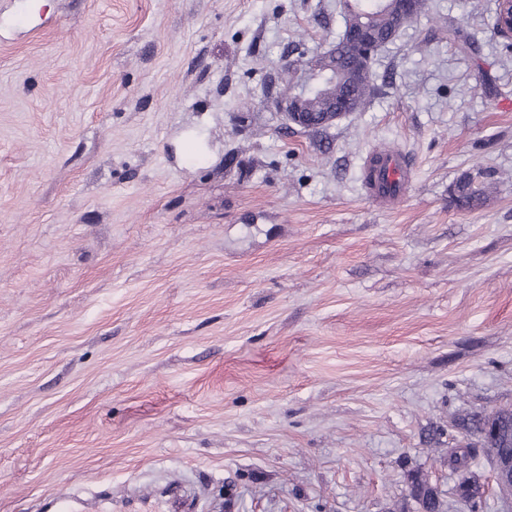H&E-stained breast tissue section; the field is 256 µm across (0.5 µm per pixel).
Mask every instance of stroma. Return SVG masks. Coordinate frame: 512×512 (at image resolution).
<instances>
[{"label":"stroma","instance_id":"35a3bbf8","mask_svg":"<svg viewBox=\"0 0 512 512\" xmlns=\"http://www.w3.org/2000/svg\"><path fill=\"white\" fill-rule=\"evenodd\" d=\"M494 10L430 0L366 109L307 131L280 75L337 0H0V512H417L415 468L467 512L455 424L512 403ZM388 145L386 208L362 172ZM407 167V160L397 152L378 151L369 155L366 168L372 171V178L366 185L368 199L392 201L400 197ZM482 180L475 181L469 175L460 178L451 190L452 200L463 209L478 208L487 201L496 189L494 175L484 172L480 176Z\"/></svg>","mask_w":512,"mask_h":512}]
</instances>
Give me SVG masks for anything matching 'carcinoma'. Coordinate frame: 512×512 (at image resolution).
<instances>
[{
    "label": "carcinoma",
    "mask_w": 512,
    "mask_h": 512,
    "mask_svg": "<svg viewBox=\"0 0 512 512\" xmlns=\"http://www.w3.org/2000/svg\"><path fill=\"white\" fill-rule=\"evenodd\" d=\"M349 18H360L365 29L363 39L352 44L336 43V55L325 60V65L338 71L346 69L350 59L360 57L373 49V46L383 47L388 44L385 36L391 32L397 33L404 26H410L425 12L428 0H410L407 7H402L398 0H346ZM443 27L448 29V41L458 43L461 50L473 53L477 51L475 41L462 29L443 21ZM374 91L372 80L359 83L355 87L356 108L362 111ZM348 93L347 82L338 77L336 83L327 81L311 88L301 101L302 108L307 112H321L325 109L331 97L342 98ZM496 189L494 175L484 172L481 180L476 181L469 175L460 178L451 190L452 200L463 209L478 208L487 201ZM469 436L476 442L457 444L448 449V468L460 471L467 468L470 459L482 455L487 461L494 462L512 451V404H504L488 414H477L459 422ZM409 497L417 504L420 512H444V502L437 488L429 481L420 469L408 474ZM458 494L464 499L469 512H479L480 486L465 477L461 481Z\"/></svg>",
    "instance_id": "1"
}]
</instances>
